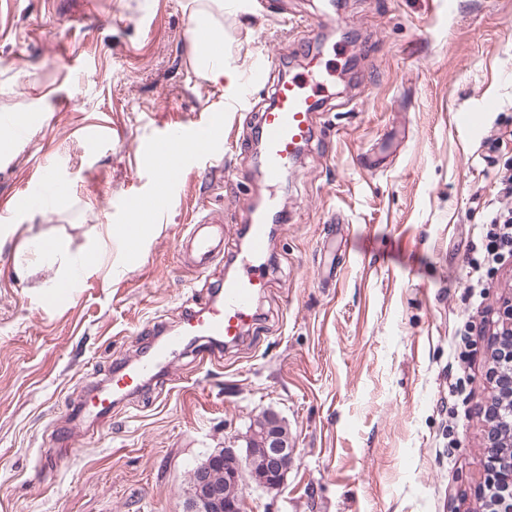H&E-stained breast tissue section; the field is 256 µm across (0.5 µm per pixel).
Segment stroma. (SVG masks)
<instances>
[{
  "mask_svg": "<svg viewBox=\"0 0 512 512\" xmlns=\"http://www.w3.org/2000/svg\"><path fill=\"white\" fill-rule=\"evenodd\" d=\"M190 10L97 0L84 17L76 0H0V113L30 119L0 164V196L44 168L71 187L63 204L0 218V512H185L192 470L268 409L297 458L280 491L247 489L246 512H478L487 336L512 257L483 289L465 274L512 170V0H224L236 76L258 53L271 78L302 71L308 21L336 70L277 190L258 319L212 363L189 346L110 417H78L90 389L224 277L268 194L253 175L268 92L241 103L238 83L195 73ZM475 109L478 139L458 120ZM209 120L229 143L212 163L187 161L145 245H108L75 301L46 307V272L13 269L12 225L76 249L116 224L138 229L126 199L155 179L138 146ZM207 208L224 213L227 255L202 274L179 240Z\"/></svg>",
  "mask_w": 512,
  "mask_h": 512,
  "instance_id": "35a3bbf8",
  "label": "stroma"
}]
</instances>
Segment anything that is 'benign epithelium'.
I'll use <instances>...</instances> for the list:
<instances>
[{"instance_id": "obj_1", "label": "benign epithelium", "mask_w": 512, "mask_h": 512, "mask_svg": "<svg viewBox=\"0 0 512 512\" xmlns=\"http://www.w3.org/2000/svg\"><path fill=\"white\" fill-rule=\"evenodd\" d=\"M492 355L496 363L494 395L487 404L488 454L482 461L488 495L483 512H512V299L502 303L494 325ZM282 417L266 412L260 428L212 453L192 471L187 512H245L242 476L266 491L279 489L292 469L296 449L281 431ZM224 469V489L211 472Z\"/></svg>"}]
</instances>
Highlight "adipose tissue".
<instances>
[{
	"instance_id": "obj_1",
	"label": "adipose tissue",
	"mask_w": 512,
	"mask_h": 512,
	"mask_svg": "<svg viewBox=\"0 0 512 512\" xmlns=\"http://www.w3.org/2000/svg\"><path fill=\"white\" fill-rule=\"evenodd\" d=\"M191 17L200 36L192 43L191 63L195 71L212 82L234 79L233 71L225 68L223 59L215 57L207 36L220 29L219 16L224 10V0H191ZM25 252L14 257V271L23 276L29 273L32 261H39L41 268L51 271L50 285L72 279L76 275L79 260L97 256L100 250L98 241L87 242L79 251H72L71 242L64 237L47 239L45 232L35 225H25L23 229Z\"/></svg>"
}]
</instances>
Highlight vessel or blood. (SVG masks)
<instances>
[{
	"mask_svg": "<svg viewBox=\"0 0 512 512\" xmlns=\"http://www.w3.org/2000/svg\"><path fill=\"white\" fill-rule=\"evenodd\" d=\"M309 66V75L280 79L271 85V102L254 129L263 145L265 179L272 185L282 180L302 146L311 138L312 114L319 104L322 63L314 57ZM224 139V126L218 122L197 125L172 122L161 135L139 149L142 158L155 171L156 179L151 193L130 195V207L140 212L157 210L171 193L180 172L178 157L169 151L172 144H192L196 157L203 159L222 147ZM49 183L55 191L66 189L65 184L52 183L50 176H43L23 195L1 196L0 213L8 215L24 208L45 206V186ZM245 237L247 258L236 273L215 284L199 307L185 308L175 333L167 336L149 356L129 360L115 371L105 387L80 405V412L97 418L108 417L116 396L140 392L154 369L179 348L200 339L229 344L241 337L246 327L254 322L255 302L268 286L262 272L270 239L265 211L254 210ZM181 248L197 269L208 270L212 261L224 251L223 217L206 215L198 218Z\"/></svg>",
	"mask_w": 512,
	"mask_h": 512,
	"instance_id": "1",
	"label": "vessel or blood"
}]
</instances>
